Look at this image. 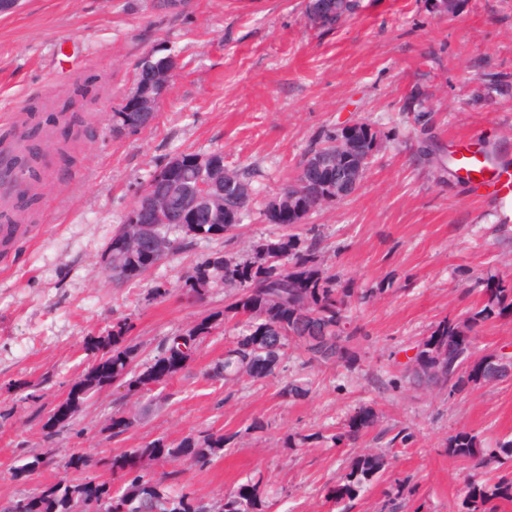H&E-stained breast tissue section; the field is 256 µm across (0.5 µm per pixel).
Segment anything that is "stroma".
<instances>
[{"instance_id":"35a3bbf8","label":"stroma","mask_w":512,"mask_h":512,"mask_svg":"<svg viewBox=\"0 0 512 512\" xmlns=\"http://www.w3.org/2000/svg\"><path fill=\"white\" fill-rule=\"evenodd\" d=\"M455 16L422 0H360L340 25L315 27L307 0H190L185 11L155 0H20L0 14V137L29 106L62 102L74 81L98 74L96 104L73 105L82 140L72 163L44 142L41 199L33 231L0 249V503L35 496L58 480L103 482L96 464L158 438L179 442L202 432L229 440L207 467H185L177 491L209 503L256 481L267 512H339L328 494L350 458L377 448L385 427L411 428L404 447L354 502L351 512H384L395 482L408 479L403 512H458L468 473L448 453L466 430L491 447L512 437V381L459 394L414 388L400 376L418 342L443 318H464L486 299L488 276L512 286L511 221L492 189L473 190L420 152L423 139L464 150L476 139L495 163L512 169V95L491 92L488 73L512 77V0H460ZM174 52L179 67L154 123L113 136L109 116L134 84L147 51ZM430 112L428 126L403 111L409 96ZM369 122L391 138L361 188L312 216L323 264L344 287L374 298L351 307L361 336L348 368L308 363L288 345L276 376L224 384L214 366L239 329L228 322L205 336L184 368L142 398L147 413L122 439L107 424L120 389L96 392L55 441L58 464L27 476L15 471L44 446L47 411L91 360L93 337L131 324L137 363L151 361L164 338L222 311L232 292L213 280L203 300L182 288L193 267L217 254L244 258L243 241H200L149 275L113 286L102 257L149 174L173 153L223 152L227 167L255 166L259 191L243 240L276 227L264 204L296 175L316 135ZM165 297L149 299L153 288ZM301 380L309 392L287 393ZM377 424L357 444L332 446L355 408ZM81 454L92 466L64 463Z\"/></svg>"}]
</instances>
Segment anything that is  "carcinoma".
<instances>
[{
	"mask_svg": "<svg viewBox=\"0 0 512 512\" xmlns=\"http://www.w3.org/2000/svg\"><path fill=\"white\" fill-rule=\"evenodd\" d=\"M332 131L321 132L310 150H320L333 167L320 181L303 183L302 176L281 188L266 205L264 214L273 221L270 208L288 204L295 223L281 228L273 237L246 246L247 258L217 256L197 265L184 280L186 295L201 300L211 279L237 288L235 301L221 312L212 313L179 335L169 338L150 364L134 366L137 347L128 338L126 320L112 326V334L90 341L86 350L93 364L72 384L67 396L49 412L44 425L42 452L16 472L20 476L51 466L56 462L55 436L69 427L72 418L87 403L91 394L108 381L117 380L123 388L121 399L128 400L153 390L163 379L182 369L196 349L197 341L216 328L218 318L241 316V330L233 345L224 353V362L217 372L229 383L246 374L253 378L275 376L283 359L284 348L294 340L302 347L308 361L319 365L351 367L357 360L353 343L358 339L348 330V310L353 301L367 302L374 291L367 290L355 297L348 288L338 287L336 275L321 268L322 237L315 226L304 220L330 203V187L336 179V146ZM206 157L194 151H179L169 160L179 159L190 167L192 174L182 180L173 175L152 172L142 184L146 198L160 201L168 208L170 222L153 228L154 239L161 247L162 261L193 246L199 240L221 237L238 239V227L251 216L254 169H224L219 190L207 204L197 202L199 184L209 173L197 165ZM23 213H0V243L10 241L14 224ZM136 245L121 252L120 267L127 270L121 277L112 276L113 285L139 277ZM512 311V287L499 283L489 289L484 304L468 313L463 320L444 318L416 346L409 359L405 377L412 383L446 387L451 392H464L472 387L490 385L483 370L484 354L474 357V333L478 327ZM307 336H325L321 345H310ZM137 422V413L119 412L112 415L108 429L112 438L124 435ZM373 411L360 408L349 419L344 430L331 435L338 445L355 441L361 431L374 426ZM227 439L220 432L198 438L186 436L178 443L153 440L139 448L113 455L106 462L111 480L102 483L72 484L64 479L50 485L38 496L19 497L0 505V512H73L74 503L94 500L112 512H211V505L186 494L172 495L164 483L146 473V466L159 458L179 464L189 463L203 468L224 450ZM448 454L472 463L473 473L465 485L458 512H496L497 504L512 502V471L491 474L485 467L491 462L504 465L512 462V438L498 441L493 448H484L478 436L461 430L448 438ZM388 468L387 454L369 450L353 456L346 466L331 496L342 512H348L364 484ZM216 512H262L258 484L250 483L224 495Z\"/></svg>",
	"mask_w": 512,
	"mask_h": 512,
	"instance_id": "cac0c4a2",
	"label": "carcinoma"
}]
</instances>
